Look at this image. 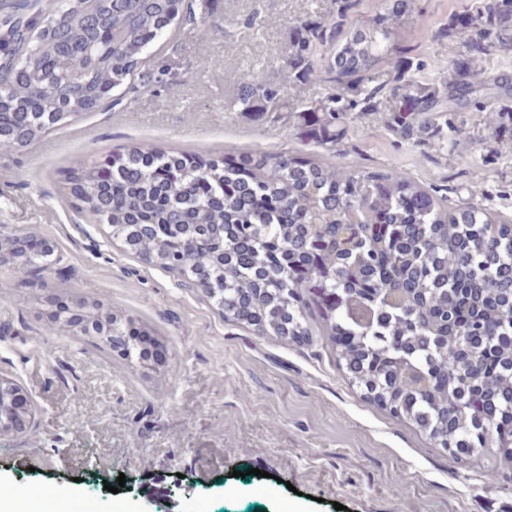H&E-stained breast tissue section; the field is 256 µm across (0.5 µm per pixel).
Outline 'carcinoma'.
I'll list each match as a JSON object with an SVG mask.
<instances>
[{
  "label": "carcinoma",
  "instance_id": "carcinoma-1",
  "mask_svg": "<svg viewBox=\"0 0 512 512\" xmlns=\"http://www.w3.org/2000/svg\"><path fill=\"white\" fill-rule=\"evenodd\" d=\"M351 8L330 0L326 20L290 25L282 70L290 81L348 84L354 98L290 103L278 84L253 78L239 111L290 113L335 146L336 128L383 94L376 67L402 78L392 28L358 30L332 49ZM27 11L26 0H0V23L31 31L25 45L4 48L11 65L0 69V146L14 149L26 147L21 131L41 138L111 105L184 24L210 34L207 0L198 14L186 0H101L105 25L82 37L72 13L63 43L44 38L41 15ZM467 17L469 56L512 47V0H477ZM396 90L399 125L440 104L410 80ZM484 122L503 132L512 111L487 106ZM67 184L89 223L133 255H156L257 335L303 336L314 312L350 382L437 447L512 452V224L494 228L475 206L450 213L398 169L344 170L286 152L233 160L140 143L69 167Z\"/></svg>",
  "mask_w": 512,
  "mask_h": 512
}]
</instances>
